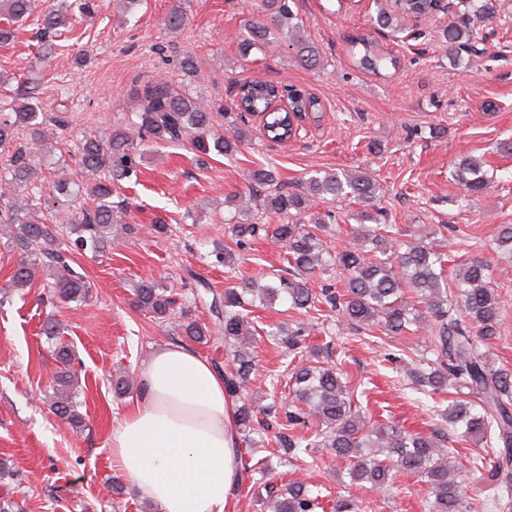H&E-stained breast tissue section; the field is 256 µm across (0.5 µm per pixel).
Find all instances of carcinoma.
Here are the masks:
<instances>
[{"label": "carcinoma", "mask_w": 512, "mask_h": 512, "mask_svg": "<svg viewBox=\"0 0 512 512\" xmlns=\"http://www.w3.org/2000/svg\"><path fill=\"white\" fill-rule=\"evenodd\" d=\"M431 0H401L389 12L382 9L375 25L394 33L402 31L407 17L425 16ZM265 15L249 21L246 35L239 39L242 56L251 49L271 42V37L298 28L289 0H263ZM472 16L486 22L495 13L494 0H459ZM31 0H3L0 3V42L18 34L19 24L31 15ZM75 16L66 0L49 7L40 22L42 34L73 25ZM451 54L465 48L476 49V29L450 23L443 30ZM300 64L314 67L319 49L308 41H293ZM276 98L273 87L250 84L243 102L252 112L267 113L264 135L270 140L290 137L285 111L271 108ZM288 104L293 112H313L318 102L301 90L288 88ZM213 106L202 99L183 96L164 83L146 87L135 119L111 131L107 140L86 135L74 154L77 169L62 165L54 171L53 188L77 199L91 201L74 212L57 210L47 204L44 182L32 158L47 137L46 125H65L60 117H47L36 110L28 95L12 98L0 112V225L10 229L9 244L19 254L11 285L25 288L37 271L47 277L53 296L63 302L89 297L91 283L67 262L66 252L52 247L64 237L81 250L100 253L112 246V193L116 184L137 173L146 150L142 142L176 144L187 135H207L203 148L229 154L245 141L248 132L232 117L225 121L224 133L212 132ZM453 176L465 196L474 201L492 183L484 163L471 155L455 163ZM251 183L265 187L261 195L249 191L240 198L242 210L262 209L283 221L279 224H233L231 236L237 247L254 238L280 242L287 251L290 278L263 285L248 283L241 290L224 289V297L214 298L210 308L223 319L222 336H213L208 327L192 318L190 310L177 307L173 289L156 280L133 285V304L165 327L181 330L190 340L232 349V363L224 368V388L236 403V423L241 442L256 448L273 434L280 461L290 466L318 459L303 440L291 434L298 426L316 427L313 443L327 448L341 462L354 483H368L373 489L390 485L397 473L421 479L429 487V512H469L471 506L456 473L452 450L445 442L455 434L482 441L485 447L472 453L473 467L480 473L478 492L501 512L512 509V370L494 365L481 347L497 336L500 302L490 287L491 269L486 260L474 258L461 264L452 281L444 277L448 255L426 242L427 234L406 244L390 235V225L380 223L381 212L374 208L380 190L365 172L341 175L326 173L310 178L290 191L281 185L274 169L251 173ZM352 199L365 207L358 212L359 228L354 246L329 248L319 237L328 225L317 217L304 224L298 217L319 202ZM495 251L512 259V224L498 226ZM216 262L232 271L239 253L229 246L214 250ZM336 272L342 291L322 289L324 300L356 326H382L389 335L405 331H425L433 359L427 369L414 368L408 376L423 394L448 389L458 398L439 411L445 426L429 436L411 433L394 422L369 424L353 403V391L342 373L327 366L298 362L290 375L291 400L284 406L263 403V395L249 394L255 374L252 354L255 330L244 313L246 306L285 298L293 309H306L315 303L307 287L316 272ZM412 293L417 303L407 300ZM306 330L297 327L280 341L290 352L304 348ZM58 367L52 376L50 410L75 429L85 419L78 410V376L71 363V349L55 347ZM270 512H326L320 490L294 480L275 488L265 487ZM331 512H364L359 499L338 495Z\"/></svg>", "instance_id": "obj_1"}]
</instances>
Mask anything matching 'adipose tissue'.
I'll return each mask as SVG.
<instances>
[{"label":"adipose tissue","instance_id":"1","mask_svg":"<svg viewBox=\"0 0 512 512\" xmlns=\"http://www.w3.org/2000/svg\"><path fill=\"white\" fill-rule=\"evenodd\" d=\"M140 397L112 430V465L158 512H232L235 408L224 379L187 346H159Z\"/></svg>","mask_w":512,"mask_h":512}]
</instances>
